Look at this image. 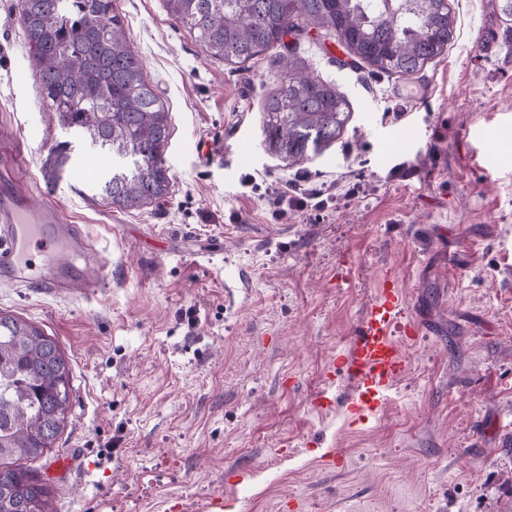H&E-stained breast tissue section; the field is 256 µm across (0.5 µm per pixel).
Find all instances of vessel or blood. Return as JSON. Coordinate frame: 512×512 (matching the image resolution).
<instances>
[{
  "label": "vessel or blood",
  "mask_w": 512,
  "mask_h": 512,
  "mask_svg": "<svg viewBox=\"0 0 512 512\" xmlns=\"http://www.w3.org/2000/svg\"><path fill=\"white\" fill-rule=\"evenodd\" d=\"M67 254L71 262L60 272L48 273L43 259ZM95 246L78 225L66 223L60 208L48 200L33 204L31 194L9 184L0 185V280L26 287L63 290L80 281L95 292L103 281L92 270ZM407 305L393 277H385L368 304L354 340L340 361L354 384L349 410L367 418L386 405V396L406 370V356L395 340L419 335L420 321L409 320L404 329L396 321Z\"/></svg>",
  "instance_id": "obj_1"
}]
</instances>
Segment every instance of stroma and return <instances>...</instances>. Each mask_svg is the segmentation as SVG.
<instances>
[{
	"label": "stroma",
	"mask_w": 512,
	"mask_h": 512,
	"mask_svg": "<svg viewBox=\"0 0 512 512\" xmlns=\"http://www.w3.org/2000/svg\"><path fill=\"white\" fill-rule=\"evenodd\" d=\"M0 0V174L45 189L96 246L101 292L0 282V311L54 336L73 401L30 469L53 512H512V37L499 0H450L456 38L403 79L354 64L332 37L286 35L241 66L206 57L164 0H116L169 111V195L139 209L99 191L111 154L40 103ZM346 97L336 143L289 164L262 103L282 56ZM25 142L23 155L10 149ZM296 184L323 205L278 214ZM424 330L379 418L355 421L344 373L385 270ZM335 401L313 408L320 390ZM342 463L329 467L328 455ZM70 142H59L48 156L45 173L50 180L55 179L64 170L70 158Z\"/></svg>",
	"instance_id": "obj_1"
}]
</instances>
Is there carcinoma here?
<instances>
[{"label":"carcinoma","mask_w":512,"mask_h":512,"mask_svg":"<svg viewBox=\"0 0 512 512\" xmlns=\"http://www.w3.org/2000/svg\"><path fill=\"white\" fill-rule=\"evenodd\" d=\"M115 0H18V21L38 75L42 103L57 125L121 155L160 152L168 111L144 74ZM173 19L197 32L203 52L244 64L308 28L336 38L373 71L410 78L441 56L455 35L449 0H166ZM286 74L265 99L271 149L293 163L311 130L326 145L342 134L347 101L336 85L288 56ZM70 142L48 156L51 180L64 170ZM162 168H118L100 185L123 208L169 193ZM69 361L37 324L0 312V512H52L51 486L23 466L49 451L65 426L73 390Z\"/></svg>","instance_id":"1"}]
</instances>
